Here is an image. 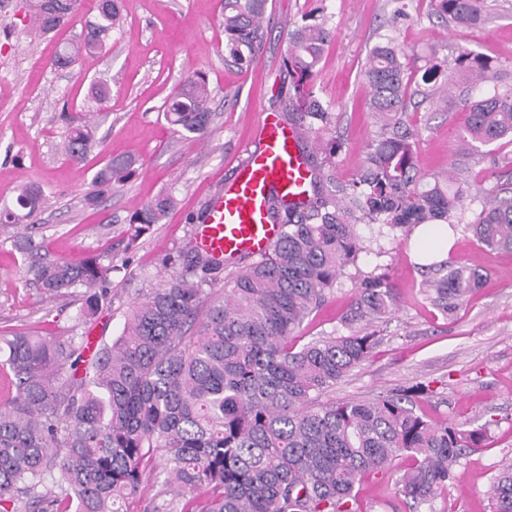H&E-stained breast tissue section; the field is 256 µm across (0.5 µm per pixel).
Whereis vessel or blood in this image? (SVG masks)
<instances>
[{
	"mask_svg": "<svg viewBox=\"0 0 512 512\" xmlns=\"http://www.w3.org/2000/svg\"><path fill=\"white\" fill-rule=\"evenodd\" d=\"M261 149L237 167L230 183L213 196L197 232V245L219 261L266 253L278 234L267 214L270 192L288 206L307 198L311 172L299 150L301 132L283 126L274 115L261 122Z\"/></svg>",
	"mask_w": 512,
	"mask_h": 512,
	"instance_id": "b4317fda",
	"label": "vessel or blood"
}]
</instances>
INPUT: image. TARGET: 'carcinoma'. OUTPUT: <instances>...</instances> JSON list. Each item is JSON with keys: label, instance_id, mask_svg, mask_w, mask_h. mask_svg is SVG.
Instances as JSON below:
<instances>
[{"label": "carcinoma", "instance_id": "1", "mask_svg": "<svg viewBox=\"0 0 512 512\" xmlns=\"http://www.w3.org/2000/svg\"><path fill=\"white\" fill-rule=\"evenodd\" d=\"M84 0H25L36 33L56 31ZM95 18L78 40L58 47L54 68H71L105 48L122 21L119 0H93ZM269 0H223L224 58L247 67L256 60L268 24ZM389 32L369 50L364 79L377 126L355 179L336 181L333 116L314 91L319 64L334 30L324 11L305 14L288 31L283 66L293 80L292 111L314 151L304 152L316 189L301 207L273 195L268 212L281 227L270 252L230 272L224 294L207 290L226 269L197 248L179 255L181 271L160 280L127 311L123 330L89 356V338L52 342L28 333L0 334V367L14 396L0 406V512H124L143 481L163 477L172 497L153 512H352L363 477L407 455L413 467L400 493L420 508L453 478L466 451L479 448L485 428L433 424L415 410L421 384L368 401L323 403L319 398L371 355L373 332L334 333L296 346V330L323 305L362 251L358 226L383 236L422 225H469L490 250H512V190L470 195L447 171L425 181L414 154L418 132L408 110L448 102V60L433 56L414 68L397 44L407 7L426 2L457 27L486 20L485 0H394ZM454 65L488 91L460 98L468 112L458 156L512 142V89L490 58L467 49ZM165 118L180 132L204 138L212 119L206 78L186 80L168 101ZM94 144L89 120L70 119L62 150L82 163ZM135 159L111 157L92 176L93 205L132 174ZM43 190L24 185L0 205V238L26 262L29 281L53 297L81 294L79 319L98 317L109 295L112 264L41 256V242L22 219L40 207ZM477 203L470 208L465 201ZM175 200L168 193L134 210L132 239L160 224ZM429 296L442 311L456 309L483 274L451 258L424 265ZM393 307L384 279L365 278L343 318L375 321ZM72 370L69 380L61 373ZM166 465L156 471L154 455ZM206 490L199 502L191 493ZM493 512H512V465L493 479Z\"/></svg>", "mask_w": 512, "mask_h": 512}]
</instances>
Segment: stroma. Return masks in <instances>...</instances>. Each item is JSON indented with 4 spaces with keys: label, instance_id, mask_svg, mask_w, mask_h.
Here are the masks:
<instances>
[{
    "label": "stroma",
    "instance_id": "35a3bbf8",
    "mask_svg": "<svg viewBox=\"0 0 512 512\" xmlns=\"http://www.w3.org/2000/svg\"><path fill=\"white\" fill-rule=\"evenodd\" d=\"M222 0H123L126 20L112 31L108 51L80 59L71 69L48 65L58 43L74 39L93 11L70 17L51 35L34 36L22 0H0V202L34 183L45 191L35 217L43 254L53 259L103 257L114 266L110 301L92 323L78 321V294L48 298L29 283L20 254L0 242V333L28 332L55 342L86 335L111 340L124 315L162 276L178 270L180 252L194 246L214 193L250 151L260 146L263 114L284 112L291 79L283 67L286 25L315 8L317 0H269L268 32L257 59L238 68L224 59ZM335 38L320 64L314 91L336 117V178L356 177L375 131L362 72L369 47L389 18L387 0H326ZM485 23L454 27L426 12L398 26L399 45L418 57L453 55L456 46L491 57L512 71V0H486ZM204 73L211 91L212 122L198 140L175 132L164 117L169 97L184 80ZM106 80L110 95L91 97L92 81ZM94 114L95 144L76 165L59 145L67 132L62 110ZM467 114L456 103L419 107L410 121L418 130L416 162L429 174L457 161ZM137 159L136 174L107 194L97 207L85 203L94 172L113 156ZM512 161V145L475 158L464 173L472 192L512 182V164L489 176L497 159ZM176 207L163 223L128 245L130 214L160 193ZM362 252L356 277H342L325 304L298 332L299 342L334 332L349 334L341 318L358 281L384 278L395 304L367 324L378 344L371 356L324 394L327 402L369 400L388 390L422 382L429 392L417 413L434 423L470 429L485 426L482 448L464 456L454 479L438 491L431 512H492L490 485L512 463V252L484 248L458 225L452 248L465 265L484 275L480 288L453 311L427 299L412 238L380 237L375 226L360 228ZM412 465L395 459L382 473L357 485L355 512H413L398 489Z\"/></svg>",
    "mask_w": 512,
    "mask_h": 512
}]
</instances>
